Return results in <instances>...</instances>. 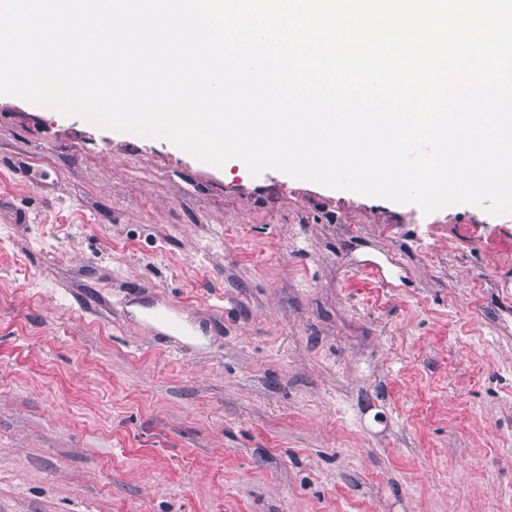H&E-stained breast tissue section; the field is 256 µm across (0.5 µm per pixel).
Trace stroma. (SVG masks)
Returning a JSON list of instances; mask_svg holds the SVG:
<instances>
[{"mask_svg":"<svg viewBox=\"0 0 512 512\" xmlns=\"http://www.w3.org/2000/svg\"><path fill=\"white\" fill-rule=\"evenodd\" d=\"M0 512H512V214L0 96Z\"/></svg>","mask_w":512,"mask_h":512,"instance_id":"35a3bbf8","label":"stroma"}]
</instances>
